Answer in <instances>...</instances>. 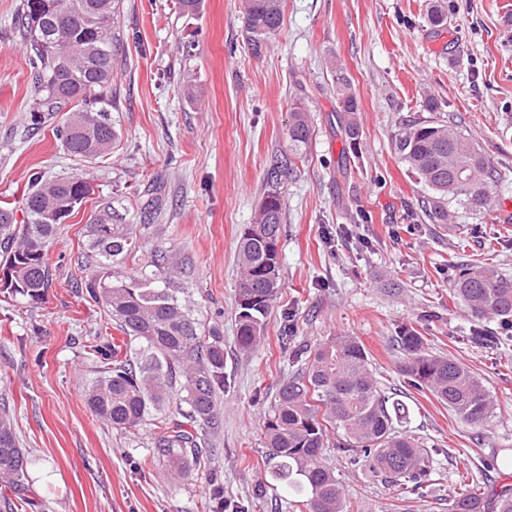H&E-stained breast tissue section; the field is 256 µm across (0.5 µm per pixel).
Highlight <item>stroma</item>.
Segmentation results:
<instances>
[{
    "label": "stroma",
    "mask_w": 512,
    "mask_h": 512,
    "mask_svg": "<svg viewBox=\"0 0 512 512\" xmlns=\"http://www.w3.org/2000/svg\"><path fill=\"white\" fill-rule=\"evenodd\" d=\"M21 0H0V201L20 205L34 177L87 178L91 193L62 224L48 255L53 283L31 302L0 292V401L29 454L26 512H213L212 484L226 512H308L297 495L266 481L264 415L297 369L284 334L316 345L353 336L382 388L410 409L407 430L430 456L422 493L324 454L342 484L345 512H450L458 494L512 485V326L476 320L450 295L449 257L478 260L512 276V0H444V29L430 25L432 0H283L282 24L252 54L242 0H203L195 55L182 61L178 0H121L116 22L110 155L71 157L53 124L31 125L36 97L30 51L17 23ZM343 67L360 99L356 148L341 131L332 70ZM197 87L195 101L182 88ZM434 100L435 112L425 108ZM312 138L293 154L295 105ZM456 122L504 179L494 212L424 214L429 191L395 151L403 124ZM277 162L281 288L260 345L236 344V248L253 223ZM156 214L144 217L152 195ZM132 224L137 251L127 271L164 254L183 297L206 330L224 338V389L205 466L175 480L153 453L150 422L119 430L86 402L98 358L91 336H117L81 284L87 227L104 204ZM293 323H285V312ZM413 326L425 347L471 368L497 400L484 425L461 422L432 395L410 387L394 342Z\"/></svg>",
    "instance_id": "obj_1"
}]
</instances>
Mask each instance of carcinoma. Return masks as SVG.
<instances>
[{
	"label": "carcinoma",
	"instance_id": "obj_1",
	"mask_svg": "<svg viewBox=\"0 0 512 512\" xmlns=\"http://www.w3.org/2000/svg\"><path fill=\"white\" fill-rule=\"evenodd\" d=\"M118 3L22 4L20 22L36 64L38 98L32 125L39 127L54 113L67 110L56 135L70 155L85 161L110 150L115 138L110 112ZM201 11L202 0H179L181 28L188 29ZM243 22L247 42L260 52L280 28L282 0H243ZM334 81L338 112L345 118L344 133L352 146L359 137L355 115L360 102L347 73L337 70ZM311 136L305 111L294 110L288 129L291 147L308 144ZM395 151L432 192L425 206L431 223H448L452 203L474 215L493 209L499 172L465 132L437 121H415L395 135ZM278 176V168L268 171L266 201L238 240L236 321L243 351L260 344L281 288L283 198ZM90 192V184L80 176L54 183L38 177L22 197L26 223H14L13 208L0 206V259L20 265L18 287L8 294L31 301L43 298L52 282L48 254L57 224ZM104 211L111 221L96 219L88 227L93 263L85 275L86 288L102 301L125 340L111 345L105 336L89 338V354L101 357L103 365L86 392L87 403L95 416L120 430L155 417V452L184 479L200 464L206 433L217 423V393L224 389V339L215 332L203 334L171 275L120 271L133 253V225L123 223L110 205ZM451 288L475 319L512 322V279L495 268L468 264L459 269ZM394 340L405 355L401 371L408 385L429 392L472 427L494 415V397L467 366L428 353L412 326H400ZM291 355L301 369L280 387L264 420L271 480L307 495L309 512H344L341 483L323 458L332 430L345 442L350 463L389 482L421 488L427 452L404 431L408 406L379 386L364 346L351 336H340L313 349L299 345ZM176 397L179 404L172 412L169 406ZM29 463L9 411L0 408V484L13 494V499L3 500L7 512L28 499ZM451 512H512V485L493 490L488 500L462 493Z\"/></svg>",
	"mask_w": 512,
	"mask_h": 512
}]
</instances>
